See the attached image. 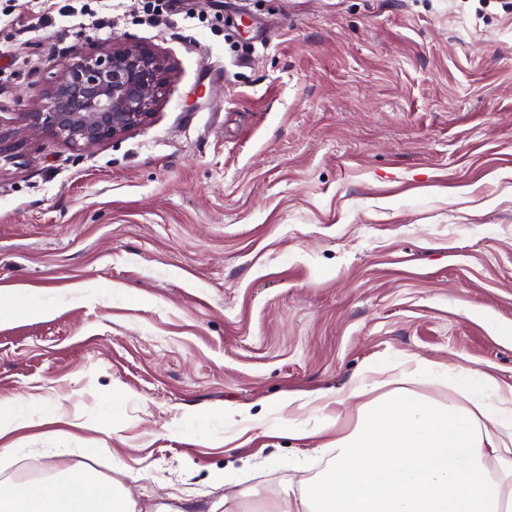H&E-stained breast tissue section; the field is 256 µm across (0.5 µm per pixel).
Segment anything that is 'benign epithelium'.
Wrapping results in <instances>:
<instances>
[{"label":"benign epithelium","instance_id":"1","mask_svg":"<svg viewBox=\"0 0 512 512\" xmlns=\"http://www.w3.org/2000/svg\"><path fill=\"white\" fill-rule=\"evenodd\" d=\"M168 79V66L138 43L92 48L63 69L20 130L0 128V158L30 140L52 135L91 151L144 124Z\"/></svg>","mask_w":512,"mask_h":512}]
</instances>
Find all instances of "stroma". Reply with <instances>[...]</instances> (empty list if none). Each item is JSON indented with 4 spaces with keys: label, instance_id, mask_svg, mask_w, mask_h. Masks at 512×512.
Listing matches in <instances>:
<instances>
[{
    "label": "stroma",
    "instance_id": "1",
    "mask_svg": "<svg viewBox=\"0 0 512 512\" xmlns=\"http://www.w3.org/2000/svg\"><path fill=\"white\" fill-rule=\"evenodd\" d=\"M187 2L0 0L2 128L88 48L170 66L124 136L0 161V298L33 306L0 314V481L267 512L325 465L288 435L319 395L406 358L512 385V0Z\"/></svg>",
    "mask_w": 512,
    "mask_h": 512
}]
</instances>
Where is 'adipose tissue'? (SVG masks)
Returning <instances> with one entry per match:
<instances>
[{"mask_svg":"<svg viewBox=\"0 0 512 512\" xmlns=\"http://www.w3.org/2000/svg\"><path fill=\"white\" fill-rule=\"evenodd\" d=\"M447 385V398L417 391ZM357 404L353 426L325 415L307 428L329 466L301 489L285 487L271 512H512V386L470 367L416 363L399 384L360 378L337 406ZM0 512H138L114 480L76 467L50 484L0 482Z\"/></svg>","mask_w":512,"mask_h":512,"instance_id":"ef3b65f1","label":"adipose tissue"}]
</instances>
